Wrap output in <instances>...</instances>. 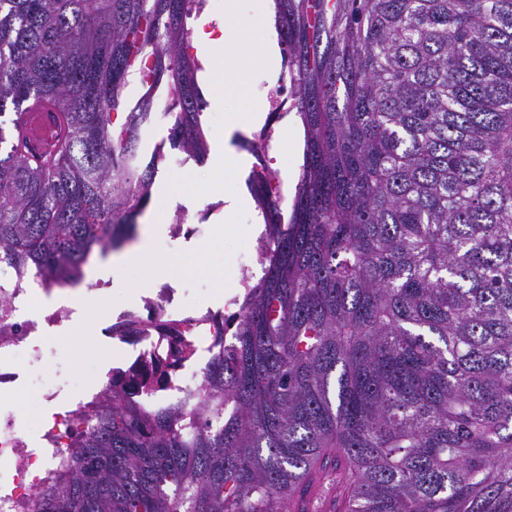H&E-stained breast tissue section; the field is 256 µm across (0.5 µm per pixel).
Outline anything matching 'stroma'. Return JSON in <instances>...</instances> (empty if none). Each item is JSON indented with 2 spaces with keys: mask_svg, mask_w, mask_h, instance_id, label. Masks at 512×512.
Here are the masks:
<instances>
[{
  "mask_svg": "<svg viewBox=\"0 0 512 512\" xmlns=\"http://www.w3.org/2000/svg\"><path fill=\"white\" fill-rule=\"evenodd\" d=\"M234 21L265 28L274 25L272 0H212V5L202 16L208 26H216L225 15ZM215 74L213 81L203 84L205 98H219V107H207L201 117L204 133L224 131L232 127L249 109L262 82H275L280 71L261 63L246 62L238 52L225 51L210 63ZM228 183L209 181L195 165L177 169L175 164L160 165L155 177L151 200L138 224L144 225L150 215H157L162 224L172 225L179 208H187L190 223L199 224L194 236L195 250H180L176 238H161L159 252L167 259L176 273L177 285L191 286L196 299L223 304L225 294L231 289L237 269V254L247 245L246 235L230 237L221 233L217 222L210 218L211 210H223L224 194ZM154 258H145L140 264L124 266L114 281L113 297L123 301L126 308L138 309L142 290L151 284L155 274ZM99 309L82 312L65 327L58 339L63 355L57 358L54 369L60 380L79 376L90 358L89 348L95 342Z\"/></svg>",
  "mask_w": 512,
  "mask_h": 512,
  "instance_id": "obj_1",
  "label": "stroma"
}]
</instances>
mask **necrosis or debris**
<instances>
[{
  "label": "necrosis or debris",
  "instance_id": "obj_1",
  "mask_svg": "<svg viewBox=\"0 0 512 512\" xmlns=\"http://www.w3.org/2000/svg\"><path fill=\"white\" fill-rule=\"evenodd\" d=\"M292 84L280 76L256 99L270 122L262 133H238L236 146L251 155L245 179L255 189L262 168L272 167L290 110ZM264 239H254L237 259L235 293L224 305L205 306L189 289L161 284L141 310L106 308L99 320L103 355L96 367L97 387L74 380L62 385L51 371L59 355L58 327L71 321L73 308L53 301L55 285L30 272L0 282V396L36 388L48 418L34 430L21 429L15 411L0 408V512H31L32 501L62 469L75 436L85 430L104 387L111 386L147 408L182 402L200 393L204 365L230 346L242 313L240 295L263 273Z\"/></svg>",
  "mask_w": 512,
  "mask_h": 512
}]
</instances>
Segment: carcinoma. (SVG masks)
Here are the masks:
<instances>
[{
    "label": "carcinoma",
    "instance_id": "carcinoma-1",
    "mask_svg": "<svg viewBox=\"0 0 512 512\" xmlns=\"http://www.w3.org/2000/svg\"><path fill=\"white\" fill-rule=\"evenodd\" d=\"M203 2L0 0V266L76 285L131 237L155 89L205 157ZM273 4L303 162L234 343L189 404L105 388L35 512H293L327 468L336 512H512V0ZM35 100L64 119L39 165Z\"/></svg>",
    "mask_w": 512,
    "mask_h": 512
}]
</instances>
